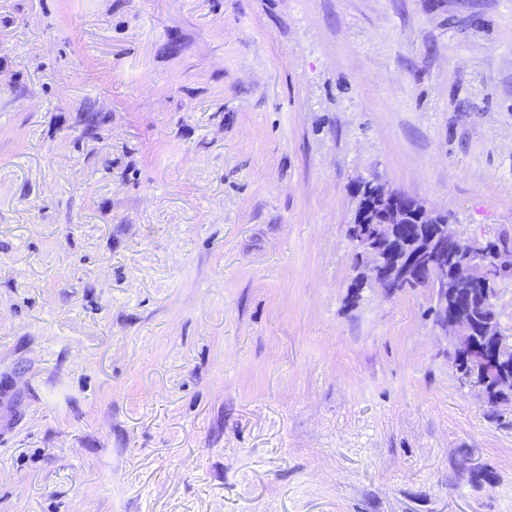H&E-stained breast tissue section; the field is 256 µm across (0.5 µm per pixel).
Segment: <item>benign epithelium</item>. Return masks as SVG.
<instances>
[{
	"label": "benign epithelium",
	"mask_w": 512,
	"mask_h": 512,
	"mask_svg": "<svg viewBox=\"0 0 512 512\" xmlns=\"http://www.w3.org/2000/svg\"><path fill=\"white\" fill-rule=\"evenodd\" d=\"M355 190L363 202L348 239L365 266L368 284L394 293L425 274L437 275L440 315L436 326L450 336L451 355L466 360V367L458 371L460 381L481 393H495L512 385V363L503 361L512 358V343L501 334L497 323L492 321L488 326L489 335L497 342V354L489 356L471 342L459 312L448 309V287L470 288L493 281L489 242L464 238L450 228L427 236L420 249L407 252L395 236V225L408 223L412 216L420 224H438L441 211L392 188L379 174L358 179Z\"/></svg>",
	"instance_id": "benign-epithelium-1"
}]
</instances>
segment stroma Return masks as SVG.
I'll return each mask as SVG.
<instances>
[{"label":"stroma","mask_w":512,"mask_h":512,"mask_svg":"<svg viewBox=\"0 0 512 512\" xmlns=\"http://www.w3.org/2000/svg\"><path fill=\"white\" fill-rule=\"evenodd\" d=\"M372 174L512 236V0H0V512H512Z\"/></svg>","instance_id":"stroma-1"}]
</instances>
